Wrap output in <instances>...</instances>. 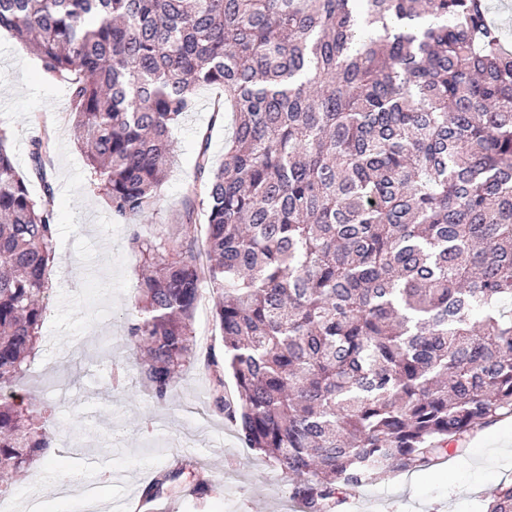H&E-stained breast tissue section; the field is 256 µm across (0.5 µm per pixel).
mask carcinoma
Here are the masks:
<instances>
[{"label":"carcinoma","instance_id":"obj_1","mask_svg":"<svg viewBox=\"0 0 512 512\" xmlns=\"http://www.w3.org/2000/svg\"><path fill=\"white\" fill-rule=\"evenodd\" d=\"M0 29L68 85L91 185L122 222L161 198L198 90L224 91L235 123L219 165L199 152L204 196L129 239L124 340L158 404L202 363L207 406L289 478L298 512L512 416V49L486 0H0ZM50 157L33 140L31 175ZM55 238L0 133V392L40 342ZM206 291L222 351L201 361ZM53 416L36 394L0 399V474L45 455ZM486 512H512V482Z\"/></svg>","mask_w":512,"mask_h":512}]
</instances>
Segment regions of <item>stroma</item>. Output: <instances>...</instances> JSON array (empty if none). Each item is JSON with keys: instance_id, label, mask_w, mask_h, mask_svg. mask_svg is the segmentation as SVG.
<instances>
[{"instance_id": "obj_1", "label": "stroma", "mask_w": 512, "mask_h": 512, "mask_svg": "<svg viewBox=\"0 0 512 512\" xmlns=\"http://www.w3.org/2000/svg\"><path fill=\"white\" fill-rule=\"evenodd\" d=\"M36 61L24 44L0 32V130L30 193L51 195L57 228L42 349L24 379L56 407L49 425L53 450L16 482L8 503L13 512H26L33 500L41 512H125L157 471L189 457L217 481L220 493L192 497L193 478L186 473L154 501L155 512H282L287 478L209 410L207 375L190 367L168 404H155L141 386L139 355L122 339L138 280L128 238L135 230L149 235L176 223L192 188L202 185L196 170L200 149L221 161L231 114L215 115V91L199 90L194 110L174 136L163 196L136 225L121 224L90 185L67 86ZM46 134L54 150L40 180L29 174V148ZM117 362L129 368L122 389L111 386ZM510 482L512 421L482 440L464 441L441 463L374 476L333 512H482L487 493Z\"/></svg>"}]
</instances>
